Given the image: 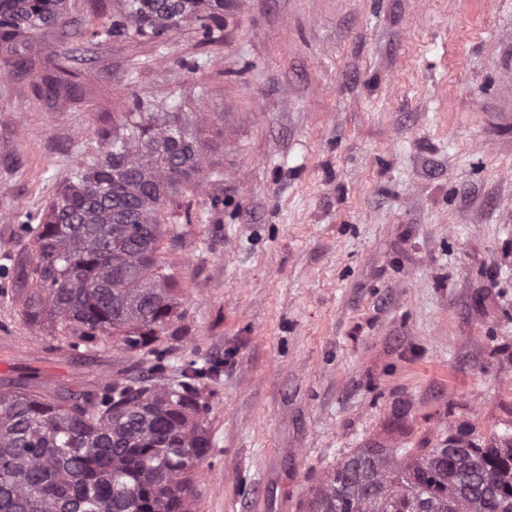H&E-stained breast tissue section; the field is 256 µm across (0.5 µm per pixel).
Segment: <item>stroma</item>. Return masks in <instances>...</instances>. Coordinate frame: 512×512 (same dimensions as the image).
Segmentation results:
<instances>
[{
	"label": "stroma",
	"mask_w": 512,
	"mask_h": 512,
	"mask_svg": "<svg viewBox=\"0 0 512 512\" xmlns=\"http://www.w3.org/2000/svg\"><path fill=\"white\" fill-rule=\"evenodd\" d=\"M120 8L68 0L35 69L0 74V266L133 96L207 117L155 343L167 380L223 366L193 512H302L355 449L512 429V0H226L209 40L99 41ZM68 51L72 92L44 97ZM27 295L0 278V392L147 376L148 353L29 323Z\"/></svg>",
	"instance_id": "1"
}]
</instances>
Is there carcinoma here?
<instances>
[{"instance_id":"cac0c4a2","label":"carcinoma","mask_w":512,"mask_h":512,"mask_svg":"<svg viewBox=\"0 0 512 512\" xmlns=\"http://www.w3.org/2000/svg\"><path fill=\"white\" fill-rule=\"evenodd\" d=\"M98 36L160 41L182 23L205 38L224 29V0H121ZM66 0H0V73L27 72V48L63 18ZM57 66L44 92L71 88ZM184 112L134 97L107 150L81 162L47 210L24 221L33 257L17 277L25 316L102 336L137 354L176 317L172 281L156 253L175 217V190L200 185L204 157ZM114 381L96 392H0V512H191L210 440L200 383L218 367L192 362L182 379ZM302 512H512V434L483 442L468 423L434 448H360L311 489Z\"/></svg>"}]
</instances>
